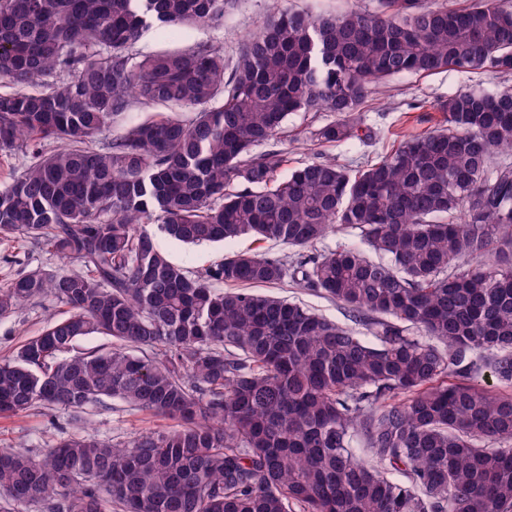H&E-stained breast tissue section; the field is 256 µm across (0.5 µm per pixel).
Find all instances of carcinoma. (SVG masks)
Returning a JSON list of instances; mask_svg holds the SVG:
<instances>
[{
	"instance_id": "obj_1",
	"label": "carcinoma",
	"mask_w": 512,
	"mask_h": 512,
	"mask_svg": "<svg viewBox=\"0 0 512 512\" xmlns=\"http://www.w3.org/2000/svg\"><path fill=\"white\" fill-rule=\"evenodd\" d=\"M231 4L0 0V152L30 157L0 184V235L82 267L0 289V319L67 308L0 359V417L119 398L178 422L45 458L1 448L0 493L16 512H512V394L472 381L478 357L512 384V166L488 169L512 151V89L448 98V128L376 160L287 170L281 149L295 112L334 113L318 145L361 138L358 107L394 76L512 71V11L280 6L231 60L221 44L131 52L145 28L213 26ZM137 104L165 111L91 146ZM341 230L360 244L312 252ZM160 235L298 253L193 273ZM285 282L355 326L257 291ZM92 334L112 350L66 356Z\"/></svg>"
}]
</instances>
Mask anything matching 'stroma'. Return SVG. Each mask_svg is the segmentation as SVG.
I'll return each instance as SVG.
<instances>
[{
  "label": "stroma",
  "instance_id": "obj_1",
  "mask_svg": "<svg viewBox=\"0 0 512 512\" xmlns=\"http://www.w3.org/2000/svg\"><path fill=\"white\" fill-rule=\"evenodd\" d=\"M274 0H236L224 16L222 25L193 30L162 31L145 29L132 45L131 51L146 55L165 49H189L198 44L223 43L224 54L234 57L244 37L254 32L273 13ZM512 88L511 74H493L482 70L461 73L443 70L430 76L404 73L390 79L386 87L373 94L363 108L364 128L370 131L367 143L355 142L339 146H314L300 138V130L332 120L329 112H298L288 119V138L283 146L289 166L323 153L345 161L360 155L377 158L390 148L393 141L405 135H417L444 127V115L438 103L464 90L496 92ZM160 248L169 259L189 271H199L223 259L224 255L241 251H265L288 254L287 245L275 240L257 241L243 237L230 243L190 247L159 238ZM56 255L23 238L0 239V288L19 274L36 269L54 271L63 266ZM69 271H80L78 262L65 264ZM64 307L51 298L32 300L8 318L0 320V358L13 355L22 342L37 335L49 318H62ZM168 419L138 411L117 398L88 405L82 422H72L69 412L48 405H37L10 418H0V448H21L42 457L61 439L72 434L90 435L116 443L154 429L169 427Z\"/></svg>",
  "mask_w": 512,
  "mask_h": 512
}]
</instances>
